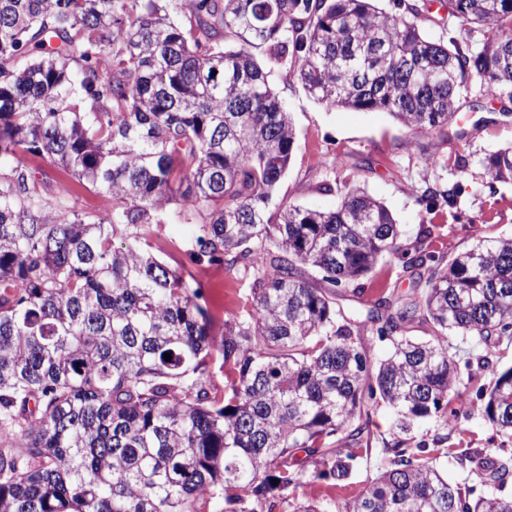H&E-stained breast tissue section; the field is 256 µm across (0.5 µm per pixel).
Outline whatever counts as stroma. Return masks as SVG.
Instances as JSON below:
<instances>
[{
	"mask_svg": "<svg viewBox=\"0 0 512 512\" xmlns=\"http://www.w3.org/2000/svg\"><path fill=\"white\" fill-rule=\"evenodd\" d=\"M272 87L291 115L296 140L286 175L279 182L275 199L320 211H333L351 188H361L390 210L399 225L403 243L414 240L420 225H435L431 250L452 257L483 239L512 236V182L492 180L483 160L512 142V101L488 94L480 80H473L461 95V108L448 127L424 133L398 123L384 111H363L329 106L312 98L289 69H274ZM438 156V165H429L428 156ZM26 162L35 175H48L55 187L52 203H59V190L78 208L90 214L112 209L110 195L79 182L71 173L50 166L37 156ZM331 191H324V184ZM458 185L455 208L426 211L420 198L426 188ZM194 229L186 224H169L153 239V253L169 267L182 271L203 286V306L211 318V333L221 337L224 322L244 315L251 297V282L236 270L206 263H191L186 251ZM419 276L403 272L399 259L381 258L374 273L362 279V294L348 295L342 306L362 309L365 302L381 293L401 294L415 287ZM464 378L463 394L470 404L457 425L433 423L417 437L428 449L443 451V463L452 485L472 488L474 496L486 490L472 480L468 470L456 460L469 448H479L512 459V442L502 441L482 417L479 390L489 384L490 374L470 376L468 362L486 356L504 370L512 367V342L477 344L455 333L448 336ZM372 445L356 474L336 487L308 483L296 489L302 500H322L333 495L345 502L357 497L382 466L384 439L390 438L391 413L378 407L371 417Z\"/></svg>",
	"mask_w": 512,
	"mask_h": 512,
	"instance_id": "35a3bbf8",
	"label": "stroma"
}]
</instances>
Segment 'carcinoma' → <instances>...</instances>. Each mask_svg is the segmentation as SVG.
Here are the masks:
<instances>
[{
    "instance_id": "1",
    "label": "carcinoma",
    "mask_w": 512,
    "mask_h": 512,
    "mask_svg": "<svg viewBox=\"0 0 512 512\" xmlns=\"http://www.w3.org/2000/svg\"><path fill=\"white\" fill-rule=\"evenodd\" d=\"M444 6L462 29L493 26L480 50L425 36V0L398 14L372 0H0V512H512L494 493L508 461L461 455L488 489L472 504L414 443L466 407L448 332L512 341V238L447 261L427 249L431 226L401 244L363 191L333 212L274 202L295 129L252 53L330 106L441 129L474 78L512 101V0ZM28 154L112 195V211L52 207ZM484 166L512 180V143ZM174 182L184 209L170 212ZM183 223L191 261L251 280L247 317L218 343L201 288L148 251ZM386 255L425 269L426 287L345 312L342 288ZM416 320L436 335H407ZM377 343L389 350L373 364ZM216 355L221 394L203 382ZM477 370L494 376L484 416L512 439V368L484 356ZM383 404L393 438L361 495L289 497L347 481Z\"/></svg>"
}]
</instances>
